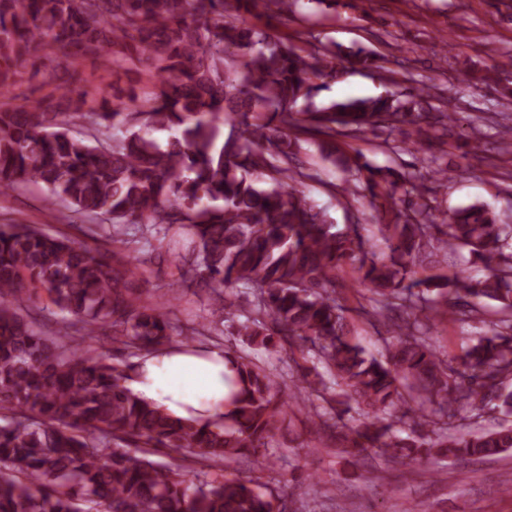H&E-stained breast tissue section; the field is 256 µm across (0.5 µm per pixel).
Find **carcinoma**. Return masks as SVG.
I'll return each mask as SVG.
<instances>
[{
	"instance_id": "1",
	"label": "carcinoma",
	"mask_w": 512,
	"mask_h": 512,
	"mask_svg": "<svg viewBox=\"0 0 512 512\" xmlns=\"http://www.w3.org/2000/svg\"><path fill=\"white\" fill-rule=\"evenodd\" d=\"M299 0H0V91L22 82L41 59L101 60L110 72L149 64L160 77L152 98L136 88L102 92L104 111L58 85L69 102L46 99L0 106V195L21 184L44 189L83 218L109 216L112 245L128 249L130 226L155 236L177 227L190 240L181 281L211 286L214 319L175 323L163 301L144 302L130 287L131 260L32 224L0 226V512H290L293 494L263 476L224 471L260 456L265 468L282 416L305 415L358 480V458L409 466L437 457L485 459L512 450V320H502L461 357H440L425 327L490 300L512 310V225L472 204L430 220L434 187L414 173L374 167L336 145L375 129L410 127L432 137L454 112H427L420 88L404 99L349 98L309 108L337 62L363 68L375 53L296 47L249 21L292 11ZM94 116V132L69 126ZM230 127L217 140V124ZM156 131L170 136L161 144ZM322 137L324 158L350 174L344 191L363 189L391 213L378 225L377 253L360 225L336 229L308 204L307 175L293 165L301 136ZM265 171L269 179L254 178ZM409 185L407 198L397 189ZM465 248L487 271L446 280L426 274L438 253ZM349 266L370 293L362 314L384 328L383 353L349 335L348 308L336 298V271ZM251 295L224 346L232 374L224 417L182 419L129 387L135 366L112 360L104 341L136 358L179 342L224 335L229 290ZM60 315L37 327L42 295ZM253 350L288 357L267 367ZM497 427L448 437L459 411L486 408ZM399 415L404 429L388 418ZM175 451L173 467L156 456Z\"/></svg>"
}]
</instances>
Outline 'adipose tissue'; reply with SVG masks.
Listing matches in <instances>:
<instances>
[{
    "label": "adipose tissue",
    "mask_w": 512,
    "mask_h": 512,
    "mask_svg": "<svg viewBox=\"0 0 512 512\" xmlns=\"http://www.w3.org/2000/svg\"><path fill=\"white\" fill-rule=\"evenodd\" d=\"M224 353L195 355L175 348L154 351L138 363L132 388L177 417H215L224 412L228 388Z\"/></svg>",
    "instance_id": "ef3b65f1"
}]
</instances>
